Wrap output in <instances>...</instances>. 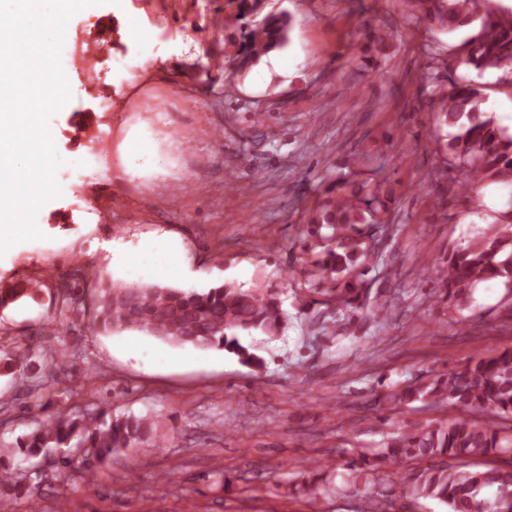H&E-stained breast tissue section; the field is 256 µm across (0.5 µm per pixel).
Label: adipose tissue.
I'll list each match as a JSON object with an SVG mask.
<instances>
[{"instance_id": "1", "label": "adipose tissue", "mask_w": 512, "mask_h": 512, "mask_svg": "<svg viewBox=\"0 0 512 512\" xmlns=\"http://www.w3.org/2000/svg\"><path fill=\"white\" fill-rule=\"evenodd\" d=\"M172 166V160L157 149L142 121L125 124L112 155L113 170L126 180L135 181L168 176ZM188 264V251L180 239L158 236L143 239L134 252L113 249L108 268L116 280L176 281L183 277Z\"/></svg>"}]
</instances>
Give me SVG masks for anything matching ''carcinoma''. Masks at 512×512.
<instances>
[{"instance_id":"carcinoma-1","label":"carcinoma","mask_w":512,"mask_h":512,"mask_svg":"<svg viewBox=\"0 0 512 512\" xmlns=\"http://www.w3.org/2000/svg\"><path fill=\"white\" fill-rule=\"evenodd\" d=\"M237 5L241 20L236 51L224 54L230 73L224 77V93L235 92L236 78L244 75L262 57L288 42L290 16L261 15L262 0H229ZM436 29L470 31L459 47V64L481 71L512 69V8L497 0H406ZM479 87L457 77L448 78V88L434 89L428 105L437 107V126L452 133L438 141L452 172L467 176L459 193L469 195L486 181L512 185V134L501 128L483 107ZM350 191L339 196L328 191L311 212L307 232L319 228H343L350 235L339 249L328 250L308 271L306 292L309 305L321 304L344 313L338 331L354 325L355 314L368 311L370 288L366 275L377 252L361 247L364 212H387L375 189L363 182L347 184ZM448 288V302L456 309L468 307L474 284L499 278L512 286V211L502 214L479 237L448 251V261L436 270ZM42 282L25 280L0 286V310L35 300ZM287 316L277 297L260 291L220 284L204 293L159 284L124 286L112 284L101 295L91 327L139 330L178 344L219 346L238 356L248 366L261 368L262 358L240 342V337L260 334L278 336L286 328ZM39 355L30 346L10 364L28 374L23 384L32 388L39 376L30 373ZM413 401L446 403L462 416L448 425L418 426L387 437L380 451L358 453L348 467L356 480L368 479V471L386 467L401 473L405 492L414 498L438 500L448 512H512V466L491 464L482 469L452 466L444 459L496 457L512 454V439L504 438L492 424L479 425L468 414L487 412L501 419L512 418V349L468 363L435 377L416 380L394 389L379 402L407 404ZM154 422L133 414L114 417L106 410H90L67 418L35 422L9 452L23 455L25 467L0 470V502L11 510L14 499L33 495L42 478L29 469L53 458V465L66 469L80 462L90 477L112 466L114 455L135 448L149 438Z\"/></svg>"}]
</instances>
